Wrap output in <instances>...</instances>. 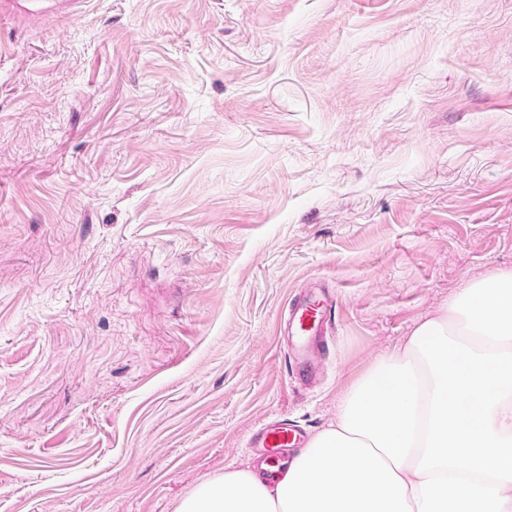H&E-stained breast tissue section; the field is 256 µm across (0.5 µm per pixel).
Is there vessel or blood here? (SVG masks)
<instances>
[{
    "label": "vessel or blood",
    "instance_id": "vessel-or-blood-1",
    "mask_svg": "<svg viewBox=\"0 0 512 512\" xmlns=\"http://www.w3.org/2000/svg\"><path fill=\"white\" fill-rule=\"evenodd\" d=\"M336 304L329 288L317 285L291 303L284 321V333L295 340L292 360L296 371L309 377L314 373L313 348L326 342L335 322ZM302 431L276 419L259 427L249 438V445L268 465L269 481L282 473L288 449L301 446Z\"/></svg>",
    "mask_w": 512,
    "mask_h": 512
}]
</instances>
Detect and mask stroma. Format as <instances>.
<instances>
[{"mask_svg":"<svg viewBox=\"0 0 512 512\" xmlns=\"http://www.w3.org/2000/svg\"><path fill=\"white\" fill-rule=\"evenodd\" d=\"M512 270V0L0 17V512H176ZM336 298L317 380L282 309Z\"/></svg>","mask_w":512,"mask_h":512,"instance_id":"1","label":"stroma"}]
</instances>
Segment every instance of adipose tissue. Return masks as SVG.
Returning <instances> with one entry per match:
<instances>
[{
    "instance_id": "ef3b65f1",
    "label": "adipose tissue",
    "mask_w": 512,
    "mask_h": 512,
    "mask_svg": "<svg viewBox=\"0 0 512 512\" xmlns=\"http://www.w3.org/2000/svg\"><path fill=\"white\" fill-rule=\"evenodd\" d=\"M178 512H512V271L379 356L275 486L230 470Z\"/></svg>"
}]
</instances>
